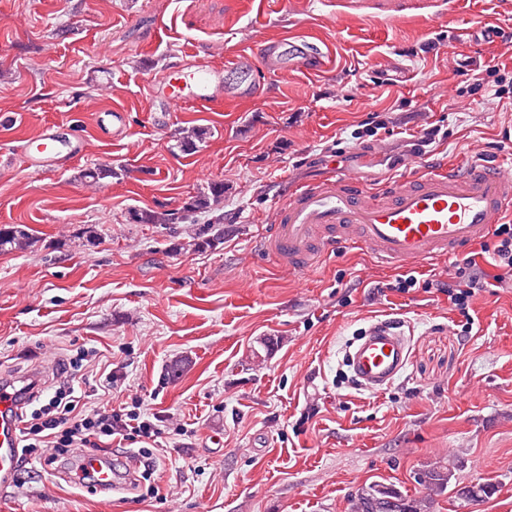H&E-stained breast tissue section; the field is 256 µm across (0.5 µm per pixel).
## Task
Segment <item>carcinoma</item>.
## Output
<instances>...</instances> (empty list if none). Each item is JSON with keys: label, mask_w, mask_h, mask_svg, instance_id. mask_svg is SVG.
Masks as SVG:
<instances>
[{"label": "carcinoma", "mask_w": 512, "mask_h": 512, "mask_svg": "<svg viewBox=\"0 0 512 512\" xmlns=\"http://www.w3.org/2000/svg\"><path fill=\"white\" fill-rule=\"evenodd\" d=\"M203 139V132L192 128L182 132L175 147L181 151H191L196 148V142ZM120 175V170L111 165L98 164L81 171L79 179L99 182L106 178ZM224 200V183L212 181L181 212L169 210L137 211L132 215L137 224H180L192 218V213L212 209ZM224 216L218 215L213 223L195 233L197 247H212L224 235ZM34 242L33 234L28 228L19 224H4L0 226V251L25 249ZM455 478V463L439 458L415 476V482L421 488V494L412 496L403 493L394 485L370 483L361 488L357 498L358 512H434L437 498L451 490L454 497L465 502H477L491 496L495 492L492 483L468 484L461 486L452 483Z\"/></svg>", "instance_id": "obj_1"}]
</instances>
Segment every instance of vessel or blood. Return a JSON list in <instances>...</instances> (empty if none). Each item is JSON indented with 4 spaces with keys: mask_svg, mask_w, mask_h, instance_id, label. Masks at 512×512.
<instances>
[{
    "mask_svg": "<svg viewBox=\"0 0 512 512\" xmlns=\"http://www.w3.org/2000/svg\"><path fill=\"white\" fill-rule=\"evenodd\" d=\"M331 56V51L310 49L297 34L264 41L224 66L197 61L165 73L151 85L152 106L167 112L178 103L209 106L242 100L251 88L230 82L231 71L256 63L270 73L294 67L321 72ZM95 124L112 141L127 135L123 108L98 112ZM83 151L81 138L60 136L52 124L28 142L26 162L30 170L44 174ZM510 210L512 170L496 162L430 170L400 178L380 192L335 170L289 192L276 210L265 250L278 264L298 272L311 271L339 245L365 251L380 267L409 269L464 254L486 240ZM410 356L404 331L380 321L349 349L347 362L361 389L378 391L394 382ZM11 406L10 400L0 399V488L10 483L16 469L20 422ZM77 471L88 474L98 491L122 486L102 457H84Z\"/></svg>",
    "mask_w": 512,
    "mask_h": 512,
    "instance_id": "1",
    "label": "vessel or blood"
}]
</instances>
